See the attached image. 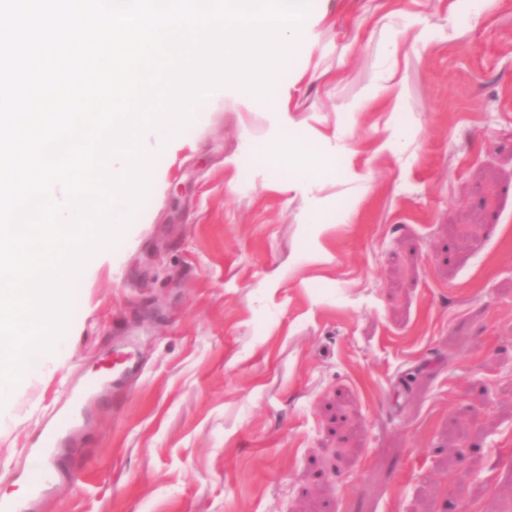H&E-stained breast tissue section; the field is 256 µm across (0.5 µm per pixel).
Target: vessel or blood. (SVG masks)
<instances>
[{"label":"vessel or blood","mask_w":512,"mask_h":512,"mask_svg":"<svg viewBox=\"0 0 512 512\" xmlns=\"http://www.w3.org/2000/svg\"><path fill=\"white\" fill-rule=\"evenodd\" d=\"M99 390L100 386L96 383L83 382L76 385L72 390L76 408L80 405L88 406ZM76 408L66 413L60 421L49 420L44 423L40 438L27 450L32 461L31 468L18 474L19 480L26 486L29 500L22 503L0 497V512H28L30 503L45 497L60 481L61 474L56 466V457L69 429L82 420Z\"/></svg>","instance_id":"b4317fda"}]
</instances>
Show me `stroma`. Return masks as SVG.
Here are the masks:
<instances>
[{
	"instance_id": "35a3bbf8",
	"label": "stroma",
	"mask_w": 512,
	"mask_h": 512,
	"mask_svg": "<svg viewBox=\"0 0 512 512\" xmlns=\"http://www.w3.org/2000/svg\"><path fill=\"white\" fill-rule=\"evenodd\" d=\"M279 79L328 162L289 182L240 90L78 277L66 351L0 406V495L128 328L33 512H512V0H312Z\"/></svg>"
}]
</instances>
